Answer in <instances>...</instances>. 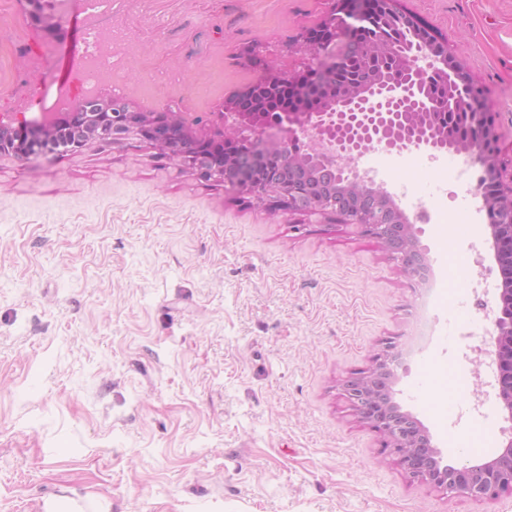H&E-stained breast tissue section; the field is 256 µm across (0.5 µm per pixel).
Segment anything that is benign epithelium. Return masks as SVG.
Segmentation results:
<instances>
[{
    "mask_svg": "<svg viewBox=\"0 0 512 512\" xmlns=\"http://www.w3.org/2000/svg\"><path fill=\"white\" fill-rule=\"evenodd\" d=\"M20 2L33 25L51 38H63L62 28L44 13L41 0ZM339 2L340 16H329L296 38L300 47L316 54L315 62L303 73L291 76L266 64L250 85L224 100V111L212 113L210 134L193 131L199 120L187 112H141L123 97L102 100L76 95L64 112L48 110L37 119H28L23 112H8L0 117V155H11L22 162L52 158L134 133L174 161L188 159L201 179L249 192L259 203L267 197L280 198L290 212L342 215L398 255L413 276L420 274L423 256L417 249L412 225L393 195L360 173L358 159L374 148L463 155L483 166L494 179L496 193L491 196L477 187L478 212L484 213V235L490 241L495 264H511L512 184L501 180L497 133L486 122L484 113L471 112L470 143L462 147L448 136V129L437 120L436 113L427 111L430 94L426 75L441 67L449 79L447 95L438 100L439 105L446 109L460 98L458 84L464 69L448 53V41L437 37L429 43L406 42L397 46L383 42L364 47L353 21L378 15L381 25H389L400 12L397 0ZM366 49L393 55L400 72L374 75L334 97L323 95L309 83L316 73ZM304 83L317 107L284 112L278 124L268 123L262 111L245 105L260 84ZM274 154L280 158L285 176L317 167L343 185L344 197L329 201L292 197L280 184L259 183L258 165ZM511 302L512 283L503 281L495 301L493 342L488 355L503 412L512 422V318L504 315V307ZM395 358L394 346H387L375 356L371 371L347 384L345 391L359 418L385 437L386 446L409 476L450 494L475 499L494 497L512 488V438L488 460L443 465L426 431L401 413L395 402L375 392L374 381L394 375L391 364Z\"/></svg>",
    "mask_w": 512,
    "mask_h": 512,
    "instance_id": "7a95c632",
    "label": "benign epithelium"
}]
</instances>
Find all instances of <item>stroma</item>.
I'll return each instance as SVG.
<instances>
[{
	"mask_svg": "<svg viewBox=\"0 0 512 512\" xmlns=\"http://www.w3.org/2000/svg\"><path fill=\"white\" fill-rule=\"evenodd\" d=\"M336 0H116L113 19L154 29L128 59L179 73L193 93L224 49V93L264 59L303 69L294 38ZM447 38L489 91L500 171L512 178V0H398ZM43 42L0 0V111L51 107L30 81ZM448 155L370 150L359 162L397 191L437 186L430 222L407 214L449 293L443 334L398 372L393 399L443 463L512 438L482 311L467 275L481 213L448 181ZM456 227L445 237L441 227ZM424 282L330 215L290 213L204 182L135 137L50 162L0 158V512H512V492L451 496L410 479L343 390L385 343L405 350Z\"/></svg>",
	"mask_w": 512,
	"mask_h": 512,
	"instance_id": "obj_1",
	"label": "stroma"
}]
</instances>
